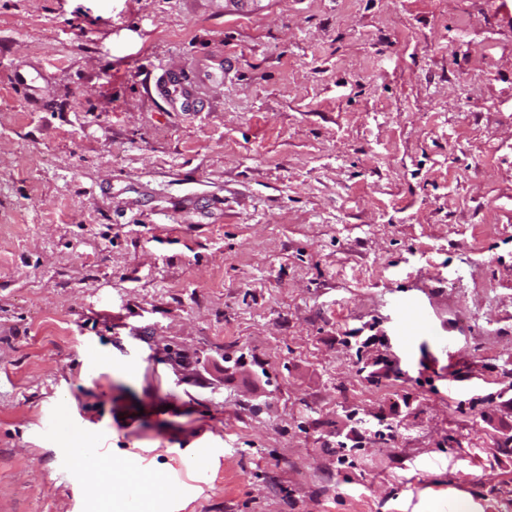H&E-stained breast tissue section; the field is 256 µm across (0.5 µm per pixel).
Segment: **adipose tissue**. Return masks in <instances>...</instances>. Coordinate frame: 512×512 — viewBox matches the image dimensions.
Listing matches in <instances>:
<instances>
[{"label":"adipose tissue","instance_id":"adipose-tissue-1","mask_svg":"<svg viewBox=\"0 0 512 512\" xmlns=\"http://www.w3.org/2000/svg\"><path fill=\"white\" fill-rule=\"evenodd\" d=\"M75 453L82 461L77 474L79 481L87 486L92 497L106 493L119 501V512H129L133 507L139 512H150L156 498L176 492L174 486L139 479L122 463L113 467L111 479H104L98 468L97 453L83 447L76 448Z\"/></svg>","mask_w":512,"mask_h":512}]
</instances>
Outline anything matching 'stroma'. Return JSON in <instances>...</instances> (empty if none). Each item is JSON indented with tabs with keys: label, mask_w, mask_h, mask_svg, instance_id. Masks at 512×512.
<instances>
[{
	"label": "stroma",
	"mask_w": 512,
	"mask_h": 512,
	"mask_svg": "<svg viewBox=\"0 0 512 512\" xmlns=\"http://www.w3.org/2000/svg\"><path fill=\"white\" fill-rule=\"evenodd\" d=\"M102 425L162 512L504 506L512 0H0V512ZM224 80V52L206 55L192 67L191 75L162 69L156 80L158 96L175 112H204V90Z\"/></svg>",
	"instance_id": "stroma-1"
}]
</instances>
